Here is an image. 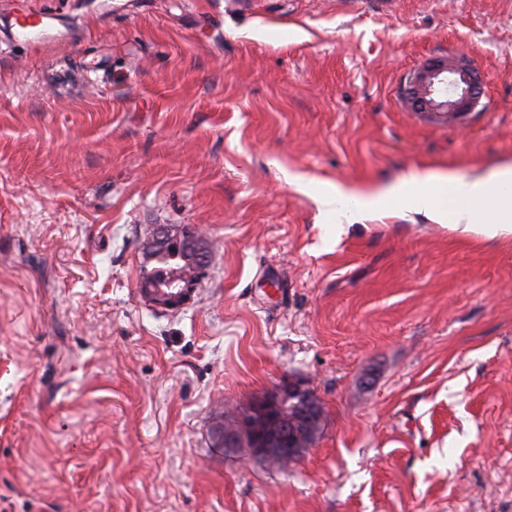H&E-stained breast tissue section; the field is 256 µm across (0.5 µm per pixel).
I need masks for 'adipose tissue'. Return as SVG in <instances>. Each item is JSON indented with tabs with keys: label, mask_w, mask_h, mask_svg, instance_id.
<instances>
[{
	"label": "adipose tissue",
	"mask_w": 512,
	"mask_h": 512,
	"mask_svg": "<svg viewBox=\"0 0 512 512\" xmlns=\"http://www.w3.org/2000/svg\"><path fill=\"white\" fill-rule=\"evenodd\" d=\"M512 162L463 176L453 170H412L402 180L382 187L330 186L320 203L337 223L388 215L395 201L411 198L434 223L463 237L512 241Z\"/></svg>",
	"instance_id": "adipose-tissue-1"
}]
</instances>
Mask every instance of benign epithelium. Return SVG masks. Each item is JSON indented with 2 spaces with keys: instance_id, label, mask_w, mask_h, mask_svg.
Segmentation results:
<instances>
[{
  "instance_id": "obj_1",
  "label": "benign epithelium",
  "mask_w": 512,
  "mask_h": 512,
  "mask_svg": "<svg viewBox=\"0 0 512 512\" xmlns=\"http://www.w3.org/2000/svg\"><path fill=\"white\" fill-rule=\"evenodd\" d=\"M476 80L472 73L461 68H450L437 79L436 94L441 107L448 112H460L474 100ZM196 241V228L190 226L156 225L144 239L149 249L167 250L181 243ZM206 261L198 259L192 271L184 276L185 284L164 289L156 279L140 283L142 294L163 306L180 305L197 284ZM321 403L309 385L284 379L248 408L237 412L233 423L218 430L221 445L237 447L243 433L251 436L249 453L257 458L278 464L296 459L313 444L316 425L322 420Z\"/></svg>"
}]
</instances>
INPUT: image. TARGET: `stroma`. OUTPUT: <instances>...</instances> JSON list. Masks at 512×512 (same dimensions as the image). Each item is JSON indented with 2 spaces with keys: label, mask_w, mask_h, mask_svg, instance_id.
<instances>
[{
  "label": "stroma",
  "mask_w": 512,
  "mask_h": 512,
  "mask_svg": "<svg viewBox=\"0 0 512 512\" xmlns=\"http://www.w3.org/2000/svg\"><path fill=\"white\" fill-rule=\"evenodd\" d=\"M440 48L487 84L453 126L404 96ZM504 160L512 0H0V512H512V244L317 202ZM156 224L210 247L176 308ZM286 377L313 446L219 445ZM196 241V228L190 226L156 225L151 227L144 239V244L152 249L167 251L170 246L177 247L180 243L186 245ZM197 263L191 266L192 271L184 276L185 284L176 288L163 289L157 279H144L140 283V291L145 296L150 297L156 303L163 306L174 307L180 305L187 297L189 292L197 284L202 271L207 265V260L197 259Z\"/></svg>",
  "instance_id": "1"
}]
</instances>
